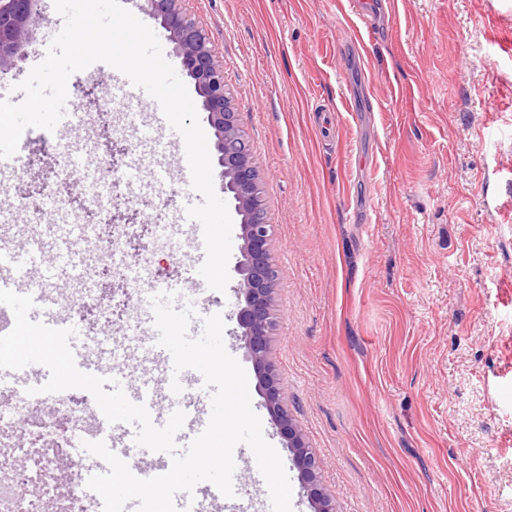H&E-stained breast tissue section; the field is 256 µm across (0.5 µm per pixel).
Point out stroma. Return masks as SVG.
<instances>
[{
	"label": "stroma",
	"mask_w": 512,
	"mask_h": 512,
	"mask_svg": "<svg viewBox=\"0 0 512 512\" xmlns=\"http://www.w3.org/2000/svg\"><path fill=\"white\" fill-rule=\"evenodd\" d=\"M191 0L224 59V75L274 224L279 273L273 350L288 408L323 460L335 512H512V0ZM6 89L51 43L53 0ZM96 90L131 145L109 175L70 157L83 194L113 180L171 221L189 191L178 158L150 151L148 102ZM141 135H134V128ZM58 133L29 144L19 193L59 167ZM44 249L41 285L75 284L53 245L64 228L44 209L14 211ZM113 261L127 287L145 268L178 284L184 262L164 247ZM238 275L211 292L224 344L244 368L265 439L289 461L262 404L236 320ZM240 503L269 512L255 461L234 471Z\"/></svg>",
	"instance_id": "obj_1"
}]
</instances>
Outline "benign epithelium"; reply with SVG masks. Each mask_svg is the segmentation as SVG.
I'll use <instances>...</instances> for the list:
<instances>
[{
    "label": "benign epithelium",
    "instance_id": "7a95c632",
    "mask_svg": "<svg viewBox=\"0 0 512 512\" xmlns=\"http://www.w3.org/2000/svg\"><path fill=\"white\" fill-rule=\"evenodd\" d=\"M35 0H0V73L17 66L19 49L40 20ZM190 0H140L142 11L160 21L168 32L183 71L194 81L201 107L214 130L220 189L240 216L242 259L236 266L238 290L243 303L237 308L247 354L257 372L259 392L271 419L286 440V448L298 471L302 489L315 505L314 512H335L331 496L321 485L323 463L297 428L288 409L273 353L277 329L276 292L278 272L272 263L273 224L261 186L252 148L238 119L224 81V58L213 48L208 33L189 8ZM128 151L125 140L106 144L110 165ZM55 193L74 210L91 213L85 198L73 192L74 182L65 171H52ZM138 208L108 213L99 224H135Z\"/></svg>",
    "mask_w": 512,
    "mask_h": 512
}]
</instances>
